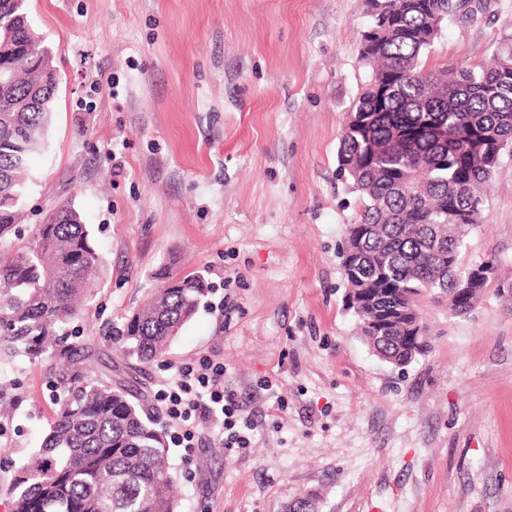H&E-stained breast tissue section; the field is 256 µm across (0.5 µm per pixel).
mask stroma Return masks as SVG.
Returning a JSON list of instances; mask_svg holds the SVG:
<instances>
[{
  "mask_svg": "<svg viewBox=\"0 0 512 512\" xmlns=\"http://www.w3.org/2000/svg\"><path fill=\"white\" fill-rule=\"evenodd\" d=\"M60 77L30 162L27 224L81 213L103 278L78 329L135 383L144 410L174 365L223 358L259 423L246 453L211 424L174 447L180 512H512V155L463 263L493 262L473 309L419 301L426 353L396 367L357 334L341 252L357 195L340 134L370 77L362 0H29ZM512 46V0L445 22L424 62ZM201 275L193 318L159 360L124 362L111 333L155 288ZM50 356L0 363V483L54 413Z\"/></svg>",
  "mask_w": 512,
  "mask_h": 512,
  "instance_id": "stroma-1",
  "label": "stroma"
}]
</instances>
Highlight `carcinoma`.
I'll list each match as a JSON object with an SVG mask.
<instances>
[{"instance_id": "cac0c4a2", "label": "carcinoma", "mask_w": 512, "mask_h": 512, "mask_svg": "<svg viewBox=\"0 0 512 512\" xmlns=\"http://www.w3.org/2000/svg\"><path fill=\"white\" fill-rule=\"evenodd\" d=\"M454 0H363L371 16L360 61L370 80L353 103L338 148L340 170L359 196L349 232L356 263L343 268L348 287L381 289L391 311L399 288L448 300L460 314L486 282L465 296L455 283L473 276L465 239L479 222L499 154L512 153V49L474 65L427 68L433 22L455 15ZM0 357L56 362L57 410L40 447L0 493L10 512H179L169 447L143 417L127 386L88 364L93 337L68 342V325L92 302L102 258L81 213L69 202L50 209L23 240L21 199L31 156L44 144L58 88L53 49L30 23L27 0H0ZM207 288L200 276L172 280L126 318L114 337L122 359L160 357L195 314ZM402 327L393 339L368 334L374 353L402 356L428 344Z\"/></svg>"}]
</instances>
